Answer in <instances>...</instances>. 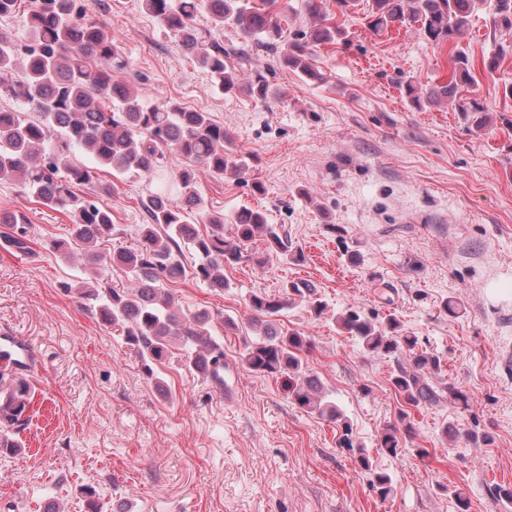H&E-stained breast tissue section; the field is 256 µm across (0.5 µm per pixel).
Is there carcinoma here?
<instances>
[{
  "mask_svg": "<svg viewBox=\"0 0 512 512\" xmlns=\"http://www.w3.org/2000/svg\"><path fill=\"white\" fill-rule=\"evenodd\" d=\"M266 4L267 0L258 4L255 0H140V9L156 18L167 36L195 58L214 90L224 95L244 86L266 103L276 92L265 74L256 71L243 81L224 44L195 26L198 13L207 12L214 29L227 26L247 37H261L267 49L280 51L281 66L312 81L322 82L325 76L311 65L309 46L346 39L345 29L332 21L323 0H304V9L315 22L294 41L288 40L281 21ZM479 10L489 11L495 29L512 39V0H372L368 25L375 32L413 29L439 45L459 37ZM26 20L31 37L24 50L0 36V97L22 107L0 110V181H16L42 206L72 214L67 236L50 240L49 247L66 260H81L92 277L76 286L68 282L61 286L75 288L101 322L119 327L124 344L138 356L148 376H155L177 341L189 368L197 372L210 368L217 382L224 383V346L212 335L214 314L207 308L188 316L177 313L168 284L190 274L222 292L229 287L224 267L249 259L246 243L262 236L273 253L286 257L291 252L288 233L267 223L263 213L242 210L233 220L235 237L225 238L224 215L204 212L196 171L203 167L218 175L228 170L244 174L249 163L224 149L230 138L208 113L189 112L172 101L148 105L115 77L114 69L123 66L122 51L103 26L86 18L81 0H27ZM455 65L458 80L432 90L427 100L450 99L460 112L483 111L475 101L458 95L459 84L472 79L466 53H457ZM166 149L187 161L176 176L177 191L161 186L142 196L145 219L138 228L136 247L100 251L115 231L112 211L70 190L72 184L93 182V168L84 158L112 169L115 179L130 171L151 177L160 171ZM199 222L209 225L206 233L198 230ZM32 243V225L26 217L0 208V249L27 255ZM112 267L128 274L127 287L101 285ZM296 301L307 302L317 316L324 310L314 290L304 284L294 283L278 296L251 295L249 307L264 331L263 338L248 348L244 363L257 374L287 378L292 401L335 423L342 430L341 445L356 454L358 466L371 474L370 487L386 499L394 490L391 476L373 469L363 448H354L345 415L325 400L322 381L304 366L300 353L310 348L309 337L284 331L276 323L275 317ZM340 325L368 352L395 360L391 384L406 404L434 407L450 397L469 406L463 392L444 390L432 382L443 371L442 359L426 349L416 350L417 338L401 333L396 322L376 326L351 312ZM31 402L29 382L0 370V454L17 452L14 435L28 422ZM401 431L413 433L407 411L400 413L398 425L386 428L380 447L397 453ZM84 498L87 512H119L100 501L92 486L84 488Z\"/></svg>",
  "mask_w": 512,
  "mask_h": 512,
  "instance_id": "obj_1",
  "label": "carcinoma"
}]
</instances>
